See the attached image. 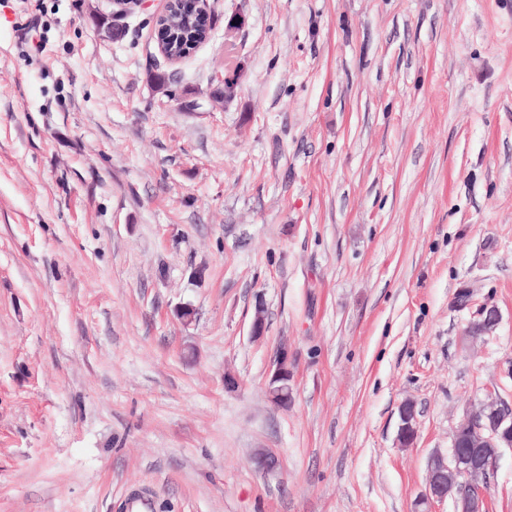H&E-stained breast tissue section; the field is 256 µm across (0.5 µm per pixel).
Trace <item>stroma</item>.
Masks as SVG:
<instances>
[{
	"mask_svg": "<svg viewBox=\"0 0 512 512\" xmlns=\"http://www.w3.org/2000/svg\"><path fill=\"white\" fill-rule=\"evenodd\" d=\"M164 6L109 38L110 0H0V512H421L512 404V0H208L177 63ZM293 375L288 370V353L284 351L276 363L275 369L269 381V387L277 389L278 401H286L292 393Z\"/></svg>",
	"mask_w": 512,
	"mask_h": 512,
	"instance_id": "35a3bbf8",
	"label": "stroma"
}]
</instances>
